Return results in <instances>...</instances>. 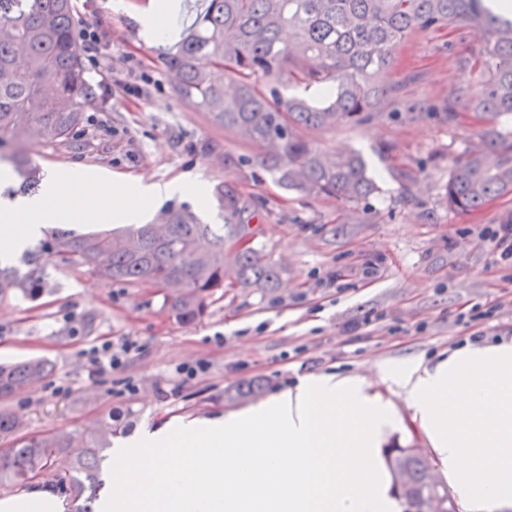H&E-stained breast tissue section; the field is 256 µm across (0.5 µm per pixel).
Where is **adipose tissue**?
Masks as SVG:
<instances>
[{
  "label": "adipose tissue",
  "mask_w": 512,
  "mask_h": 512,
  "mask_svg": "<svg viewBox=\"0 0 512 512\" xmlns=\"http://www.w3.org/2000/svg\"><path fill=\"white\" fill-rule=\"evenodd\" d=\"M78 168L46 176L40 196L0 198V259L48 224L129 222L194 182H117ZM387 393L375 391V384ZM407 407L462 512H512V342L464 343L433 362H386L297 378L223 419L145 429L112 451L99 512H404L382 449Z\"/></svg>",
  "instance_id": "obj_1"
}]
</instances>
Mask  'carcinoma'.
Wrapping results in <instances>:
<instances>
[{
  "label": "carcinoma",
  "instance_id": "obj_1",
  "mask_svg": "<svg viewBox=\"0 0 512 512\" xmlns=\"http://www.w3.org/2000/svg\"><path fill=\"white\" fill-rule=\"evenodd\" d=\"M451 24L487 33L483 49L463 58L476 80L421 108L448 125L463 112L483 120V150L465 152L444 186L448 209L473 213L512 193V21L486 0H206L168 66L179 96L255 146L282 187L358 203L378 189L364 158L319 152L300 129L363 125L381 116L398 88L379 84L378 73L394 64L412 35ZM216 71L232 92L214 82ZM287 82L317 88L320 100L284 95L280 86ZM98 99L85 76L72 0H0V147L30 138L49 147L69 144ZM10 163L23 188L35 189L37 168L26 156L14 152ZM214 195L222 224L172 209L160 224L86 235L58 230L28 249L22 266L0 262V291L44 287L46 264L57 260L106 283L176 285V293L164 294V306L189 323L226 288L273 287L277 266L252 244L235 246L259 234L244 219L248 200L222 185ZM49 369L43 359L0 364V398L37 384ZM111 438L110 422L86 437L65 476L75 496L95 495ZM72 442V435L56 432L1 448L0 486L43 476ZM388 462L406 512H456L448 483L426 473L419 449L397 444Z\"/></svg>",
  "mask_w": 512,
  "mask_h": 512
}]
</instances>
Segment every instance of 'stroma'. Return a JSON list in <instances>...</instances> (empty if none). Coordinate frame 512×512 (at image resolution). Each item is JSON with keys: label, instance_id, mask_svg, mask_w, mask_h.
Returning a JSON list of instances; mask_svg holds the SVG:
<instances>
[{"label": "stroma", "instance_id": "stroma-1", "mask_svg": "<svg viewBox=\"0 0 512 512\" xmlns=\"http://www.w3.org/2000/svg\"><path fill=\"white\" fill-rule=\"evenodd\" d=\"M76 30L93 26L107 47L93 83L110 86L94 122L74 147L25 143L40 172L80 167L116 180L201 182L204 200L175 196L148 207L155 224L173 208L218 223L217 184L251 200L256 240L280 268L272 288H231L207 302L191 323L171 316L157 289L106 284L83 269L51 262L48 286L28 296L0 292V363L48 359L52 373L15 392L0 407L21 420L15 437L67 432L82 441L103 422L117 437L178 419H209L242 409L228 391L257 381L270 396L296 378L336 371L372 375L385 361L431 359L484 330L512 340V268H495L479 235L512 221V195L475 213L450 211L444 185L467 146L480 139L473 113L446 125L414 103L439 101L471 83L463 56L482 46L470 28L453 25L413 35L380 80L398 85L393 112L370 124L311 130L327 152H360L378 185L366 202L309 197L281 187L255 160L257 151L176 93L167 65L174 43L144 39L136 21L149 0H73ZM494 308L482 322L472 307ZM126 339L140 348L127 365L95 375L92 348ZM206 362L184 381L176 369ZM135 392H127V383Z\"/></svg>", "mask_w": 512, "mask_h": 512}]
</instances>
